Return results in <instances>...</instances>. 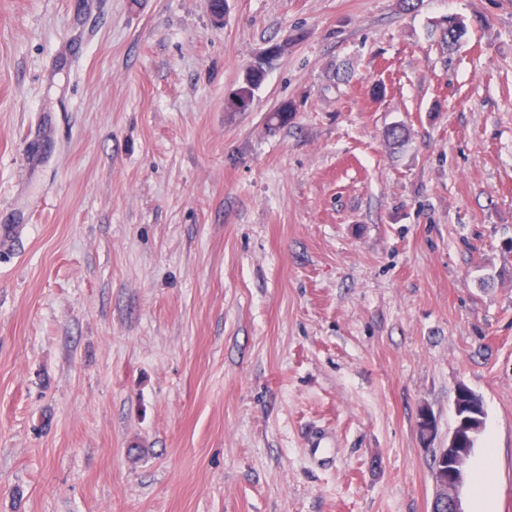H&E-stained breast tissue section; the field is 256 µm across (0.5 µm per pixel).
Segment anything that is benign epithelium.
<instances>
[{
	"label": "benign epithelium",
	"instance_id": "obj_1",
	"mask_svg": "<svg viewBox=\"0 0 512 512\" xmlns=\"http://www.w3.org/2000/svg\"><path fill=\"white\" fill-rule=\"evenodd\" d=\"M481 397L461 384L454 397V408L460 413L458 422L448 435V447L439 449L437 468L432 471L436 488L432 512H464L460 488L466 479L465 464L471 451L469 442L482 429Z\"/></svg>",
	"mask_w": 512,
	"mask_h": 512
}]
</instances>
